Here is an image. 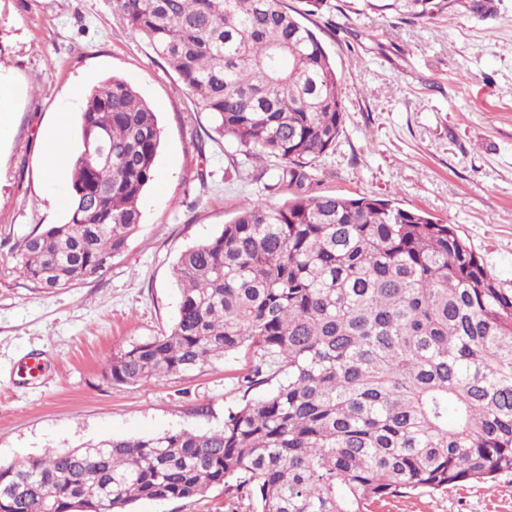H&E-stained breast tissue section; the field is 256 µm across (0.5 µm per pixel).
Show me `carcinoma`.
Wrapping results in <instances>:
<instances>
[{
    "label": "carcinoma",
    "mask_w": 512,
    "mask_h": 512,
    "mask_svg": "<svg viewBox=\"0 0 512 512\" xmlns=\"http://www.w3.org/2000/svg\"><path fill=\"white\" fill-rule=\"evenodd\" d=\"M427 21L448 0H361ZM113 0L215 130L296 188L257 199L173 266L172 325L112 353L120 385L175 376L242 349L258 358L220 429L112 438L0 464V512H129L222 487L253 512H375L512 472V292L458 234L388 199L313 194L345 101L305 23L324 0ZM162 130L117 77L92 87L72 163L68 220L26 235L13 272L50 292L123 253L154 180ZM102 140L112 168L87 152Z\"/></svg>",
    "instance_id": "1"
}]
</instances>
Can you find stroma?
I'll list each match as a JSON object with an SVG mask.
<instances>
[{
  "label": "stroma",
  "instance_id": "1",
  "mask_svg": "<svg viewBox=\"0 0 512 512\" xmlns=\"http://www.w3.org/2000/svg\"><path fill=\"white\" fill-rule=\"evenodd\" d=\"M483 21L461 0L428 22L327 0L309 17L341 78L346 113L315 192L397 200L451 220L502 288L512 291V0ZM117 76L140 92L163 130L155 182L125 252L98 277L44 293L12 274L11 249L66 212L47 187L43 151L59 112L79 148L92 88ZM0 79L15 90L0 137V463L110 438L221 428L244 401L253 368L242 350L144 385H116L114 350L174 321L179 254L222 230L251 201L292 190L216 134L150 44L112 0H0ZM133 512H250L218 488L187 500H141ZM378 512H512V473L445 493L396 497Z\"/></svg>",
  "mask_w": 512,
  "mask_h": 512
}]
</instances>
